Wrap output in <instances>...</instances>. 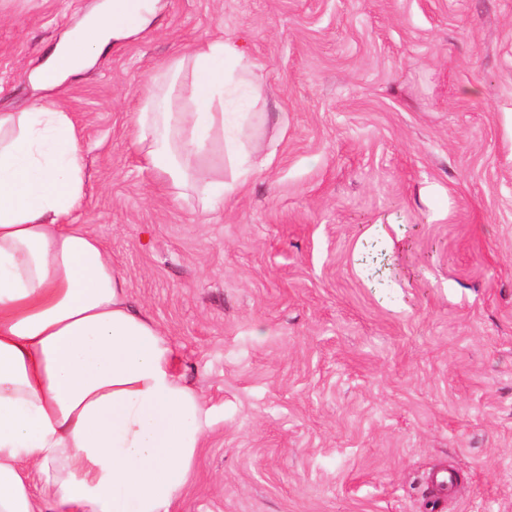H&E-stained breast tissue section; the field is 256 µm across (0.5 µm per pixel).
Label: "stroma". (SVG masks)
I'll return each mask as SVG.
<instances>
[{
    "label": "stroma",
    "instance_id": "stroma-1",
    "mask_svg": "<svg viewBox=\"0 0 512 512\" xmlns=\"http://www.w3.org/2000/svg\"><path fill=\"white\" fill-rule=\"evenodd\" d=\"M101 2L0 0V108L72 114L71 221L211 409L170 512H512V0H165L35 89ZM215 39L267 96L253 172L206 212L143 169L130 116Z\"/></svg>",
    "mask_w": 512,
    "mask_h": 512
}]
</instances>
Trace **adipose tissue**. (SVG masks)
<instances>
[{
	"label": "adipose tissue",
	"mask_w": 512,
	"mask_h": 512,
	"mask_svg": "<svg viewBox=\"0 0 512 512\" xmlns=\"http://www.w3.org/2000/svg\"><path fill=\"white\" fill-rule=\"evenodd\" d=\"M160 2L104 0L54 48L48 86L132 42ZM245 90L264 98L252 62L212 40L155 70L132 114L146 168L162 184H192L202 210L251 172L227 129L250 118ZM218 140L228 184L200 165ZM84 195L70 114L52 102L0 111V512H170L211 411L102 242L71 223Z\"/></svg>",
	"instance_id": "ef3b65f1"
}]
</instances>
